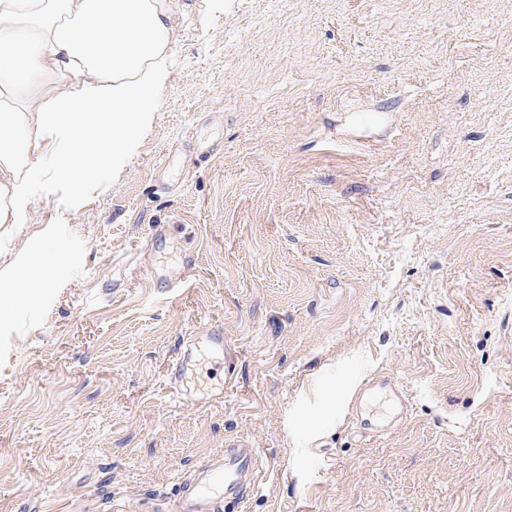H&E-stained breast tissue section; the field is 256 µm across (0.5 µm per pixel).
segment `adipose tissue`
I'll return each instance as SVG.
<instances>
[{
  "label": "adipose tissue",
  "instance_id": "adipose-tissue-1",
  "mask_svg": "<svg viewBox=\"0 0 512 512\" xmlns=\"http://www.w3.org/2000/svg\"><path fill=\"white\" fill-rule=\"evenodd\" d=\"M168 0H0V225L28 223L46 143L62 178L120 167L167 77Z\"/></svg>",
  "mask_w": 512,
  "mask_h": 512
}]
</instances>
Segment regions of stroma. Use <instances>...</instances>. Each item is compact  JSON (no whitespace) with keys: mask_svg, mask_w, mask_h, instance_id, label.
<instances>
[{"mask_svg":"<svg viewBox=\"0 0 512 512\" xmlns=\"http://www.w3.org/2000/svg\"><path fill=\"white\" fill-rule=\"evenodd\" d=\"M172 2L123 165L45 157L0 226L46 279L0 319V512H173L236 444L242 512H512V0ZM211 330L224 397L178 404ZM202 356L212 359H224V336L219 332H210L205 336H187L182 342V352L179 358L173 360L169 365L170 391L174 398L183 403L184 401L217 400L224 397V385L211 388L209 393L203 397H193L191 390L185 385L186 373L190 366L197 362Z\"/></svg>","mask_w":512,"mask_h":512,"instance_id":"35a3bbf8","label":"stroma"}]
</instances>
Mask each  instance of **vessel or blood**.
<instances>
[{
	"label": "vessel or blood",
	"instance_id": "obj_1",
	"mask_svg": "<svg viewBox=\"0 0 512 512\" xmlns=\"http://www.w3.org/2000/svg\"><path fill=\"white\" fill-rule=\"evenodd\" d=\"M224 355V336L210 332L193 335L182 342L179 358L168 368L170 391L177 401L191 400L185 384L186 373L197 359ZM261 457L254 448H228L208 456L195 471L193 481L180 494L175 512H224L227 505L240 502L253 493Z\"/></svg>",
	"mask_w": 512,
	"mask_h": 512
}]
</instances>
